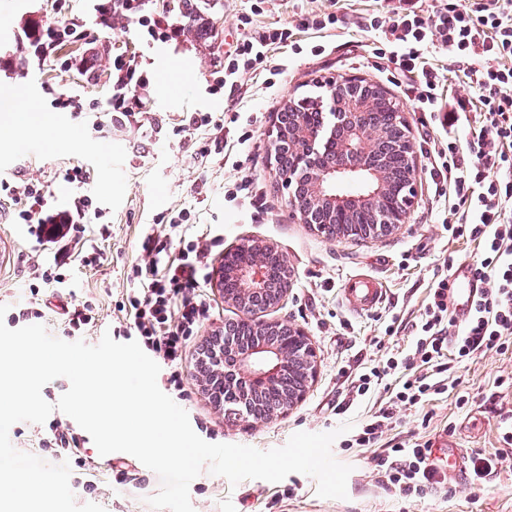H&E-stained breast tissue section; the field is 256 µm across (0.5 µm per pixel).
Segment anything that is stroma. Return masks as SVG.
Wrapping results in <instances>:
<instances>
[{
  "label": "stroma",
  "mask_w": 512,
  "mask_h": 512,
  "mask_svg": "<svg viewBox=\"0 0 512 512\" xmlns=\"http://www.w3.org/2000/svg\"><path fill=\"white\" fill-rule=\"evenodd\" d=\"M99 0H0V122L21 105L30 106L31 131L0 140V181L24 170L27 178L42 182L53 201L62 204L75 187L58 173L82 164L90 178L83 190L106 208L112 234L103 239L89 234L87 243L101 253L98 266L83 265L77 253L64 258L63 290L41 289L38 304L46 311L50 334L65 338V312L89 298H97L96 321L85 341L97 344L104 332L117 331L125 322L126 278L141 259L145 235L163 234L158 219L168 211H191L190 235L215 233L221 250L212 257L219 269L225 251L248 242L274 246L288 260V296L270 316L302 328L315 343L316 375L303 400L288 413L262 423L225 419L197 380L195 361L203 339L221 331L225 323L240 320L237 307L225 302L216 285L206 293L211 316L187 347L184 369L187 397L181 406L193 430L210 443L243 444L260 450L283 446L298 431L329 432L341 424L361 422L384 406L386 390H378L368 404L337 413L336 404L355 369L383 363L388 352L406 345L408 331L389 336L391 316L412 319L427 302L435 273L442 266L475 264L476 245L452 237L447 224L448 203L435 194L426 174L434 134L421 124L412 81L399 77L380 53L377 32L367 30L369 15L386 10L392 0H196L198 24L207 37L188 31L179 39L154 46L143 44L136 23L120 20L115 27L100 24ZM337 8L341 29L324 39V51L314 54L313 41L302 23L308 13ZM257 26H288L295 46L274 50L270 70L247 72L238 92L217 89L225 51L243 34L242 17ZM83 26L79 40L58 45L54 55L38 60L31 46L34 36L65 19ZM141 57L150 82L141 89L142 112L135 120L120 113L106 114L112 94L109 73L115 57ZM360 77L384 88L398 107L413 147L417 194L405 224L381 240H328L301 223L289 205L284 184L270 153L268 132L286 102L304 95L315 82ZM80 95L86 112L52 106L60 96ZM211 112L229 120L224 139L233 148L235 166L217 154L208 128L190 126L193 113ZM245 143H238L241 134ZM41 143V155L27 153L28 141ZM112 150V160H98L101 148ZM250 180L258 185L264 204L255 207L249 195L228 201L233 184ZM10 201L0 197V236L16 240L14 264L0 277V304H12L36 258L53 259L48 241H37L28 225L8 219ZM376 276L387 290L379 308L354 313L342 302L341 288L353 274ZM465 405L454 398H437L421 408L400 410L396 423L385 429L377 448H344L335 440L334 457L351 465L347 496H317L316 482L293 473L277 483L252 479L230 485L221 476L201 473L190 485L194 512H512V446L499 433V409L512 410V385L499 377L512 376V354L487 353L464 360L457 368ZM431 442L445 447L455 442L465 457L503 454L504 460L483 487L461 476L450 491L409 501L383 489L375 480L376 449L397 444ZM71 461L70 487L77 503L93 502L106 512H152L148 497L158 492L160 479L134 456L116 452L108 470L98 468L92 438H85ZM97 474V490L85 486Z\"/></svg>",
  "instance_id": "35a3bbf8"
}]
</instances>
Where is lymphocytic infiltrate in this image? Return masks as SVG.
Wrapping results in <instances>:
<instances>
[{
  "label": "lymphocytic infiltrate",
  "instance_id": "obj_1",
  "mask_svg": "<svg viewBox=\"0 0 512 512\" xmlns=\"http://www.w3.org/2000/svg\"><path fill=\"white\" fill-rule=\"evenodd\" d=\"M252 23V18H244L247 33L224 54L223 85L238 86L244 73L267 61L272 46L286 45L292 36L285 26L255 31ZM369 27L391 46L396 72L413 79L421 111L436 113L444 133H452L471 111L479 113L468 156L459 155L456 142H448L434 155L429 177L459 214L448 227L451 236L469 237L481 249V261L471 267L481 289L469 317L457 321L450 309V275L441 272L416 320L408 325L392 321L389 334L409 329L410 343L390 354L384 365L355 374L349 398L336 405L338 412H346L382 383L390 392L387 405L348 439L351 448L373 447L395 421L398 409L453 393L462 361L512 349V0H435L427 9L421 0H397L391 10L374 16ZM430 48L447 53L466 84L478 89V98L457 97L448 111H440L435 93L440 76L425 61ZM111 80L109 111L135 117L141 110L137 91L148 82L139 60L114 61ZM0 191L19 199L14 220L33 225L36 237L79 242L91 222L99 235L111 233L89 195L78 192L65 204L52 207L43 186L20 174L13 181H1ZM189 218V212L179 211L170 218L165 235L144 238L142 258L132 268L126 291L130 311L123 330L163 363L167 390L180 396L185 393L187 344L209 318L202 290L211 276L208 255L219 241L215 235L187 239ZM176 239L182 245L174 253L170 244ZM374 467L379 484L408 500L447 485L426 442L384 449L375 455Z\"/></svg>",
  "mask_w": 512,
  "mask_h": 512
}]
</instances>
